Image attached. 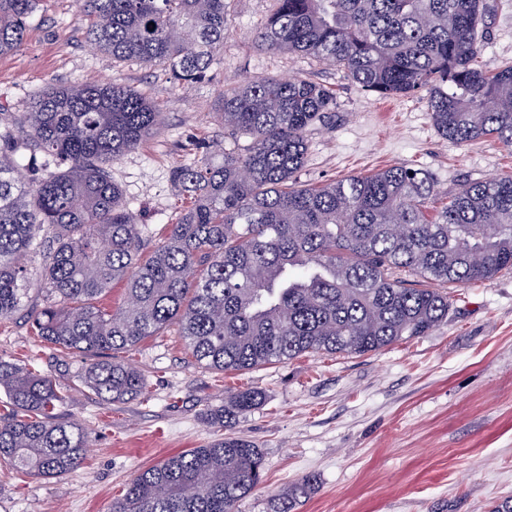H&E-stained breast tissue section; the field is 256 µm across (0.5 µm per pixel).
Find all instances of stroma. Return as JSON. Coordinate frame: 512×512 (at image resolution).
Segmentation results:
<instances>
[{
	"label": "stroma",
	"mask_w": 512,
	"mask_h": 512,
	"mask_svg": "<svg viewBox=\"0 0 512 512\" xmlns=\"http://www.w3.org/2000/svg\"><path fill=\"white\" fill-rule=\"evenodd\" d=\"M481 61L512 64V0H487ZM274 0H233L229 33L206 79L173 84L166 66L118 61L94 48L82 0H39L21 47L0 55V127L47 84L109 82L141 92L162 114L158 134L112 164L123 204L144 228L147 260L187 205L173 169L224 142L215 114L225 86L299 77L336 96V119L312 127L297 187L405 166L429 172L440 193L512 176V149L488 139L442 138L422 93L382 98L336 67L258 48L254 29ZM446 321L428 335L362 356L306 354L223 373L199 365L175 328L123 359L145 377L147 397L106 402L67 383L88 358L41 343L25 311L0 322V357L34 365L63 385L62 418L82 423L89 448L80 469L54 478L0 468V512H109L141 470L187 449L236 436L265 456L263 483L239 512H273L274 497L312 474L315 491L297 512H489L512 497V273L449 288ZM261 392L230 426L212 421L230 396Z\"/></svg>",
	"instance_id": "35a3bbf8"
}]
</instances>
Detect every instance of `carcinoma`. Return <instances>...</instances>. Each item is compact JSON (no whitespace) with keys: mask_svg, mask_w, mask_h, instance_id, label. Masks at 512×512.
<instances>
[{"mask_svg":"<svg viewBox=\"0 0 512 512\" xmlns=\"http://www.w3.org/2000/svg\"><path fill=\"white\" fill-rule=\"evenodd\" d=\"M39 0H0V55L21 47ZM254 32L263 49L342 68L363 90L428 94L445 139L491 138L512 148V66L479 64L484 0H276ZM87 38L117 59L164 63L173 80L202 82L228 34L230 0H85ZM336 112L335 94L302 78L224 89L217 121L233 146L222 162L177 166L190 199L164 242L138 260L142 229L121 204L112 161L154 136L161 113L136 89L49 84L0 131V322L24 307L25 259L40 253L34 335L92 363L70 387L103 401L146 394L141 372L115 355L178 324L195 360L219 371L306 353L364 355L425 336L448 318L442 286L512 272V176L467 183L436 215L435 181L394 166L317 188L291 185L306 131ZM248 139L242 148L240 138ZM64 168L27 180L20 149ZM118 283L124 300H102ZM0 467L55 477L81 467L88 432L58 416L60 387L0 357ZM261 393H237L215 420L232 424ZM264 477L263 453L227 437L139 472L110 512H237ZM317 484L301 478L274 499L294 512Z\"/></svg>","mask_w":512,"mask_h":512,"instance_id":"carcinoma-1","label":"carcinoma"}]
</instances>
